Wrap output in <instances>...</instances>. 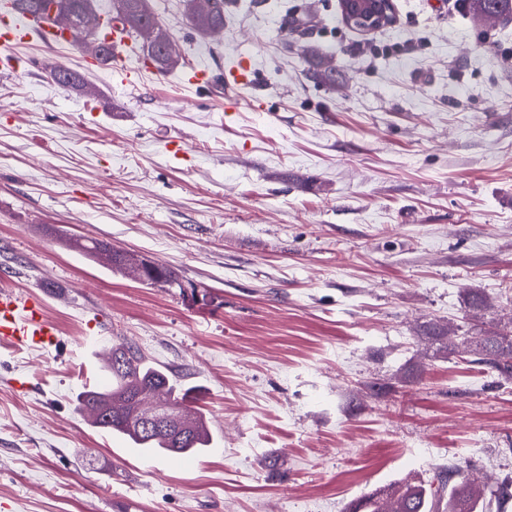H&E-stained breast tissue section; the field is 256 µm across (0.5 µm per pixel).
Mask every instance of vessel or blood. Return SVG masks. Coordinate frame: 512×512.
Returning a JSON list of instances; mask_svg holds the SVG:
<instances>
[{"label":"vessel or blood","mask_w":512,"mask_h":512,"mask_svg":"<svg viewBox=\"0 0 512 512\" xmlns=\"http://www.w3.org/2000/svg\"><path fill=\"white\" fill-rule=\"evenodd\" d=\"M38 35L45 45L54 47L73 42L71 31L61 26L16 22L9 13H0V49L7 50ZM58 330L46 317L42 298L35 293L19 294L0 290V340L15 347L55 346Z\"/></svg>","instance_id":"1"}]
</instances>
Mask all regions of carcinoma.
Returning a JSON list of instances; mask_svg holds the SVG:
<instances>
[{
	"label": "carcinoma",
	"mask_w": 512,
	"mask_h": 512,
	"mask_svg": "<svg viewBox=\"0 0 512 512\" xmlns=\"http://www.w3.org/2000/svg\"><path fill=\"white\" fill-rule=\"evenodd\" d=\"M463 13L475 23L512 21V0H459ZM197 0H186V15L191 27L207 37L224 30V11L217 13L196 6ZM58 10L52 22L68 28L75 41L87 39L96 46L95 54L102 64L112 62V45L97 38L95 21L99 12L96 0H57ZM129 13L123 30L140 44L144 53L158 50L156 69L171 73L185 65L167 29L156 19L149 0H112V10L106 12L114 19L113 10ZM52 80L64 88H78L88 97L95 96L92 87L85 84L74 71L54 66L49 70ZM76 247L90 261L102 256L112 257L111 269L124 275L153 284L182 287L165 266L128 252L112 250L103 240L76 243ZM492 302L483 292L470 288L463 296L467 316L479 318L491 309ZM458 357L475 362L506 380L512 379V328L477 326L466 332L460 346L452 350ZM112 355L122 359L117 367L110 359L106 371L110 384L87 389L77 394L76 408L93 413L98 428L127 437L133 446L146 455L164 453H198L211 447L212 435L203 430L202 418L194 406L192 389L171 377L169 372L146 360L132 345L112 349ZM160 398L152 412L166 420L164 426L147 431L139 420L147 413L142 401L148 396ZM512 500V479H504L491 486L487 493L475 494L469 487L460 467L450 465L436 470L426 483L405 482L392 487V494L384 497L376 492L353 504L350 512H491V506Z\"/></svg>",
	"instance_id": "carcinoma-1"
}]
</instances>
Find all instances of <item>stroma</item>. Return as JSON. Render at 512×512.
I'll use <instances>...</instances> for the list:
<instances>
[{
  "instance_id": "stroma-1",
  "label": "stroma",
  "mask_w": 512,
  "mask_h": 512,
  "mask_svg": "<svg viewBox=\"0 0 512 512\" xmlns=\"http://www.w3.org/2000/svg\"><path fill=\"white\" fill-rule=\"evenodd\" d=\"M394 4L364 34L339 0H224L204 39L184 0H150L188 69L250 57L230 98L138 50L7 51L0 289L38 293L59 343L0 344V512H348L448 465L512 477V381L419 338L467 330L469 288L512 326V23ZM77 239L196 291L90 262ZM121 343L196 389L214 447L192 469L77 410ZM49 75L52 80L65 88H78L87 97L95 96L96 92L92 87L85 84L81 77L74 71L63 66H54L49 70Z\"/></svg>"
}]
</instances>
